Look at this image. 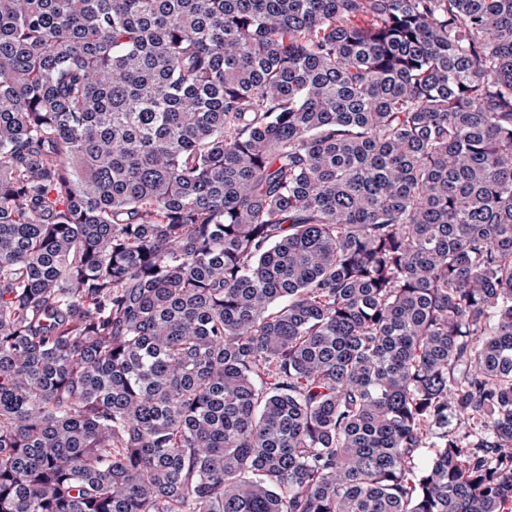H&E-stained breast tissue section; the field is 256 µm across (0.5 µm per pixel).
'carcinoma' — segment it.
Instances as JSON below:
<instances>
[{"label":"carcinoma","mask_w":512,"mask_h":512,"mask_svg":"<svg viewBox=\"0 0 512 512\" xmlns=\"http://www.w3.org/2000/svg\"><path fill=\"white\" fill-rule=\"evenodd\" d=\"M0 512H512V0H0Z\"/></svg>","instance_id":"obj_1"}]
</instances>
